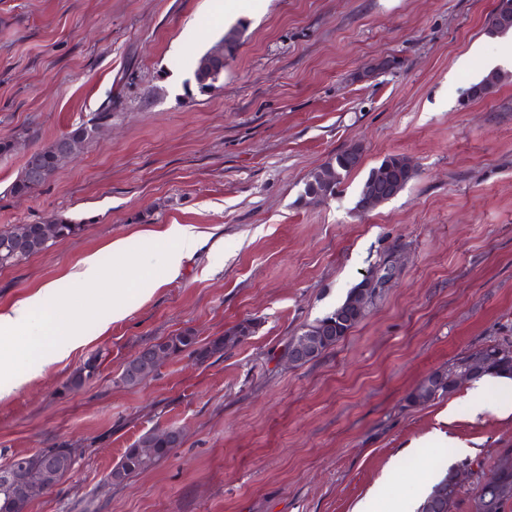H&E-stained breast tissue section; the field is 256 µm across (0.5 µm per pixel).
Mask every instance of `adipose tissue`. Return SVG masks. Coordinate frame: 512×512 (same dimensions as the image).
Masks as SVG:
<instances>
[{"label":"adipose tissue","mask_w":512,"mask_h":512,"mask_svg":"<svg viewBox=\"0 0 512 512\" xmlns=\"http://www.w3.org/2000/svg\"><path fill=\"white\" fill-rule=\"evenodd\" d=\"M150 238L165 241L166 249L159 260L171 276H178L182 262L203 245V237L196 227L190 224H164L149 233ZM44 291H36L15 303L8 311L0 313V334L14 331L37 330L41 341L49 339V347L34 344L30 350L33 370L10 368L0 357V399L11 395L26 384L34 371L43 370L66 359L81 346L84 338L80 331L72 327H60L55 321L44 317Z\"/></svg>","instance_id":"obj_1"}]
</instances>
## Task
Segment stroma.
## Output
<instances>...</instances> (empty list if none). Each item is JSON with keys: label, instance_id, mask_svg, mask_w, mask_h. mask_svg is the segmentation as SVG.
I'll return each instance as SVG.
<instances>
[{"label": "stroma", "instance_id": "35a3bbf8", "mask_svg": "<svg viewBox=\"0 0 512 512\" xmlns=\"http://www.w3.org/2000/svg\"><path fill=\"white\" fill-rule=\"evenodd\" d=\"M497 0H0V136L29 131L0 159V229L67 217L83 224L0 268V312L65 289L86 338L0 399V465L61 443L73 470L27 512H404L450 466L489 476L512 448V414L472 411L468 388L419 405L423 377L468 351L512 341V77L463 93L502 37ZM239 45L206 93L187 90L200 57L234 27ZM396 58L397 68L375 63ZM112 123L35 192L9 187L27 151L104 104ZM357 145L361 166L322 202L311 171ZM390 154L416 177L359 212V187ZM192 224L205 243L176 278L132 258L144 233ZM122 239L128 258L109 244ZM97 253L107 279L66 275ZM399 267L335 347L294 365L290 336L323 317L383 261ZM159 280L129 292L137 274ZM121 295L128 316L86 315ZM252 336L206 362L168 359L135 387L124 365L148 343L192 331ZM95 375L77 390L87 361ZM183 440L123 485L106 475L155 428ZM468 450L459 457L458 447ZM413 471H405L406 461Z\"/></svg>", "mask_w": 512, "mask_h": 512}]
</instances>
